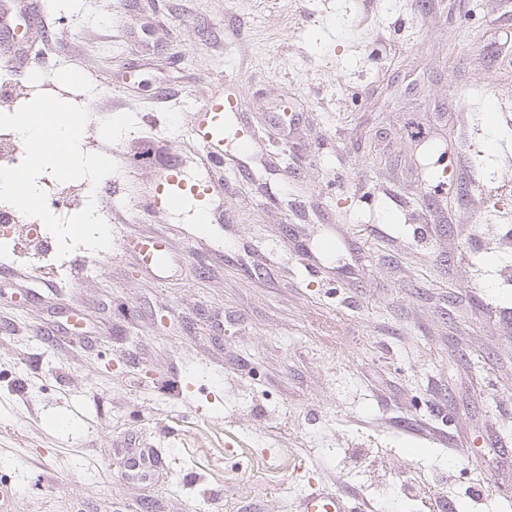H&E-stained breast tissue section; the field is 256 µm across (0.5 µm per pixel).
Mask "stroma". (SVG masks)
Segmentation results:
<instances>
[{"label":"stroma","mask_w":512,"mask_h":512,"mask_svg":"<svg viewBox=\"0 0 512 512\" xmlns=\"http://www.w3.org/2000/svg\"><path fill=\"white\" fill-rule=\"evenodd\" d=\"M16 32L0 111L87 107V151L152 112L187 154L220 91L260 138L219 173L226 223L136 217L152 172L121 167L77 190L109 249L0 267L13 512H295L313 483L381 512L407 480L395 512H512V247L482 244L512 219V0H57Z\"/></svg>","instance_id":"obj_1"}]
</instances>
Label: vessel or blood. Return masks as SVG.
Wrapping results in <instances>:
<instances>
[{
	"label": "vessel or blood",
	"instance_id": "obj_1",
	"mask_svg": "<svg viewBox=\"0 0 512 512\" xmlns=\"http://www.w3.org/2000/svg\"><path fill=\"white\" fill-rule=\"evenodd\" d=\"M191 144V160L171 152L161 138L140 137L135 153L126 155L129 168L145 167L152 171L150 183L140 189L136 201L138 215L153 216L191 205L202 224H210L218 215L223 184L213 181L209 173L223 166L226 158L253 152L257 138L238 110L234 98L212 95L196 109L184 131ZM298 512H367L359 498L341 493L315 490L298 501Z\"/></svg>",
	"mask_w": 512,
	"mask_h": 512
}]
</instances>
